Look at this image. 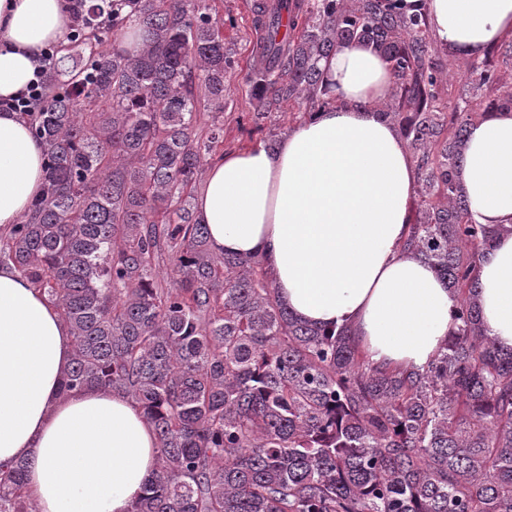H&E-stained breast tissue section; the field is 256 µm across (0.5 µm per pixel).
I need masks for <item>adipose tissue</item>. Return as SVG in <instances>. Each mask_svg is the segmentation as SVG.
I'll use <instances>...</instances> for the list:
<instances>
[{"mask_svg": "<svg viewBox=\"0 0 512 512\" xmlns=\"http://www.w3.org/2000/svg\"><path fill=\"white\" fill-rule=\"evenodd\" d=\"M431 34L450 54L479 57L512 37V0H429ZM66 0H0V100L61 42ZM331 104L270 148L230 151L209 166L196 217L216 253L262 255L280 300L312 324L350 326L377 364L426 367L452 327L454 293L403 254L416 168L378 102L392 90L373 47H340L321 63ZM462 181L473 220L493 241L478 302L497 345L512 348V113L475 123ZM44 148L29 120L0 111V232L40 195ZM72 337L30 281L0 268V462L26 461L38 512H131L156 457L141 409L94 389L62 395Z\"/></svg>", "mask_w": 512, "mask_h": 512, "instance_id": "adipose-tissue-1", "label": "adipose tissue"}]
</instances>
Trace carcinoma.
Instances as JSON below:
<instances>
[{
  "label": "carcinoma",
  "instance_id": "carcinoma-1",
  "mask_svg": "<svg viewBox=\"0 0 512 512\" xmlns=\"http://www.w3.org/2000/svg\"><path fill=\"white\" fill-rule=\"evenodd\" d=\"M206 0H101L72 10L40 112L45 183L0 234L11 266L73 337L62 394H122L157 460L132 512H512V350L478 304L490 235L461 171L469 128L512 110V39L481 58L441 50L426 0H256V127L286 103H329L319 62L363 42L393 78L377 115L415 163L404 252L456 292L432 362L380 367L350 327L279 299L262 257L215 253L191 199L224 128L236 61ZM141 36L122 45L121 34ZM168 272H156L160 259ZM27 463L0 465V512H37Z\"/></svg>",
  "mask_w": 512,
  "mask_h": 512
}]
</instances>
